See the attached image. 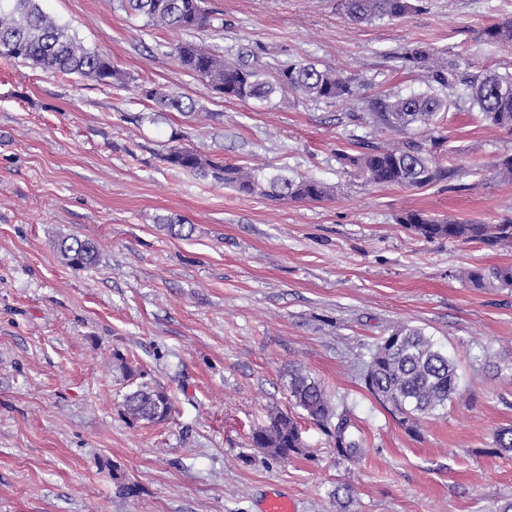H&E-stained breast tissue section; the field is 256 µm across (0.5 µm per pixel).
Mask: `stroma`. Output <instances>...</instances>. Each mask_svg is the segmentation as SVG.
<instances>
[{
  "mask_svg": "<svg viewBox=\"0 0 512 512\" xmlns=\"http://www.w3.org/2000/svg\"><path fill=\"white\" fill-rule=\"evenodd\" d=\"M42 9L123 73L103 85L0 59V512H260L270 493L296 512H492L512 500V288H476L474 267L512 265L497 251L428 240L406 210L476 224L512 221V180L494 163L512 134L484 121L464 91L434 133L390 132L363 102L426 88L398 53L421 44L462 70L512 71V48L483 29L512 0H424L397 21L355 23L336 0H206L211 27L176 33L110 0H40ZM235 58L310 60L359 83L336 106L294 95H217L183 70L178 42ZM192 99L187 118L139 85ZM439 135L456 175L412 190L346 174L339 153ZM267 173L333 186L322 201L245 196L170 167L173 141ZM191 232L172 235L164 217ZM95 242L99 262H61L58 238ZM408 323L459 365L456 398L409 433L365 389L376 343ZM122 353L172 398L167 421H133ZM503 364L489 370L485 354ZM353 408L365 459H339L296 408L289 371ZM293 415L305 448L275 460L251 444L272 411ZM349 485L350 505L336 490Z\"/></svg>",
  "mask_w": 512,
  "mask_h": 512,
  "instance_id": "obj_1",
  "label": "stroma"
}]
</instances>
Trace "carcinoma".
Wrapping results in <instances>:
<instances>
[{"instance_id": "1", "label": "carcinoma", "mask_w": 512, "mask_h": 512, "mask_svg": "<svg viewBox=\"0 0 512 512\" xmlns=\"http://www.w3.org/2000/svg\"><path fill=\"white\" fill-rule=\"evenodd\" d=\"M128 15L147 24L193 31L210 26L202 0H114ZM422 0H339L353 22L399 19L418 8ZM484 41L512 48V16L483 30ZM179 65L200 78L212 92L241 101L268 102L277 93H294L310 100L336 105L358 95L356 80L339 71L320 69L303 61L268 65L258 57L229 60L193 41L175 48ZM0 58L27 64L51 74L62 73L100 84L123 83V75L112 60L85 47L68 30L43 12L39 0H0ZM406 67L425 75L427 89L408 97L376 98L366 103L370 122L395 132L412 128L430 130L456 106L454 93L464 87L484 119L512 132V74L486 68L478 74L460 70L448 60L421 45L405 49ZM140 94L158 108L194 115L195 103L158 86H140ZM164 160L172 167L199 175L240 193L274 199L321 201L331 197L326 183L311 177H288L280 173L262 175L244 166L216 161L190 145L169 147ZM342 164L367 182L379 186L423 189L448 181L451 171L437 161L426 145L407 139L394 147L368 145L364 150L340 155ZM397 223L425 239L448 238L478 243L488 249L512 247V222L473 224L448 218L437 219L416 210L401 213ZM56 250L64 264L75 269L96 265L98 249L90 241L66 236ZM467 280L478 288H512V265L489 270L468 269ZM367 391L411 433L419 423L437 418L447 409L461 381L455 360L420 328L397 325L376 344L363 374ZM288 393L295 407L305 412L333 440L342 460L356 463L366 452L356 416L346 405L332 406L320 382L306 373L289 374ZM123 408L132 420L161 423L168 419L172 402L166 390L144 382L124 396ZM252 444L269 456L286 459L304 447L296 419L285 413L270 415L269 423L252 433Z\"/></svg>"}]
</instances>
